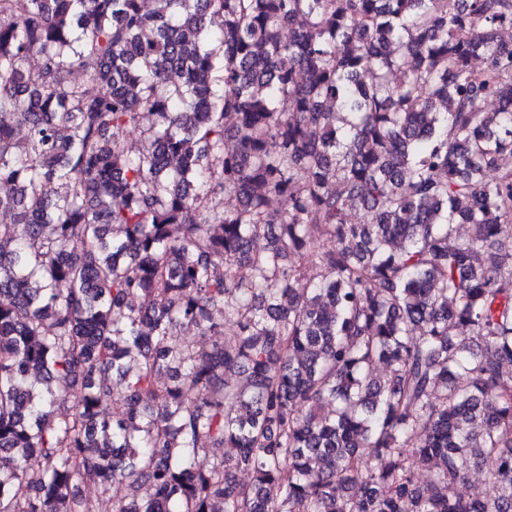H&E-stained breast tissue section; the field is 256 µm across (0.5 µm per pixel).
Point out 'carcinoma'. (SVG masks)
<instances>
[{
  "mask_svg": "<svg viewBox=\"0 0 512 512\" xmlns=\"http://www.w3.org/2000/svg\"><path fill=\"white\" fill-rule=\"evenodd\" d=\"M151 3L0 0V512H512V0Z\"/></svg>",
  "mask_w": 512,
  "mask_h": 512,
  "instance_id": "cac0c4a2",
  "label": "carcinoma"
}]
</instances>
